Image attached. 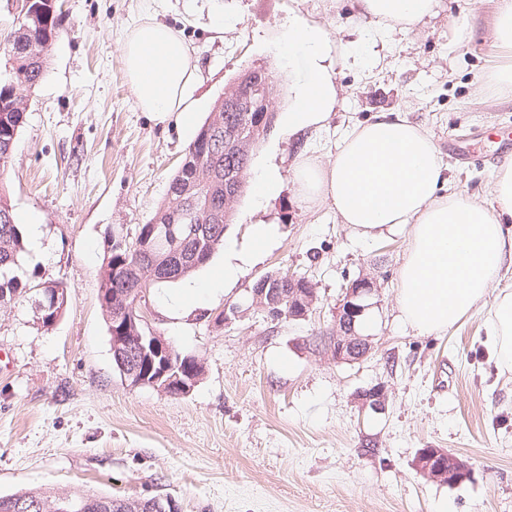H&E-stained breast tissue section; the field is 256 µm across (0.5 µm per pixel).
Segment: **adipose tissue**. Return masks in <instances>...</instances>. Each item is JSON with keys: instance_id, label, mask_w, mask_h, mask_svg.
<instances>
[{"instance_id": "1", "label": "adipose tissue", "mask_w": 512, "mask_h": 512, "mask_svg": "<svg viewBox=\"0 0 512 512\" xmlns=\"http://www.w3.org/2000/svg\"><path fill=\"white\" fill-rule=\"evenodd\" d=\"M361 16L379 33L411 31L433 16L438 0H359ZM280 53L302 55L305 72L295 84L281 125L288 135L323 128L338 104L336 63L319 25L289 21ZM125 75L137 106L159 121L190 125L201 82L198 58L171 27L148 16L122 45ZM447 164L430 133L400 112H381L345 131L336 157L323 164L315 152L293 161L297 196L307 207L332 204L341 223L362 242L403 234L408 247L399 267L400 319L420 336L444 333L468 313L487 310V343L501 371L512 372V289L501 287L512 269V158L499 165L493 203L462 191H444ZM278 227L251 226L252 246L224 248V267L208 282L171 302L191 312L202 295L233 287L245 266L278 241ZM497 295H490V288Z\"/></svg>"}]
</instances>
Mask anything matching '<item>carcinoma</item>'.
<instances>
[{"label": "carcinoma", "instance_id": "1", "mask_svg": "<svg viewBox=\"0 0 512 512\" xmlns=\"http://www.w3.org/2000/svg\"><path fill=\"white\" fill-rule=\"evenodd\" d=\"M60 30L53 0H35L27 15L4 37L7 57L5 76L0 77V113L8 122L0 124V167L15 157L21 130L27 122L29 99L48 67L52 45ZM267 70L247 68L224 88L172 176L163 201L122 249L104 256L98 296L107 331L118 315L123 316L125 335L143 333L134 319L152 293L162 284L185 279L206 265L223 245L233 223L239 200L246 190L249 167L255 150L265 139L270 123L276 122L280 88ZM24 225L3 188L0 187V309L11 308L29 294L34 309L53 307L59 294L67 293L60 281H44L42 287L28 281L22 272L26 252ZM319 299L316 288L304 276L286 272L267 274L252 288L250 307L266 320H294L310 311L309 303ZM361 357L370 351L359 339V323L339 320L336 335L328 337L324 350L338 353L341 346ZM119 374L139 368L147 374L133 352L113 354ZM176 370L182 375L201 377V361L174 351ZM467 463L453 453L440 457L424 476L454 485L469 476ZM78 506L83 500L101 501L102 512H177L166 497L122 498L68 493ZM62 496L54 492L21 491L0 496V512H58L54 504Z\"/></svg>", "mask_w": 512, "mask_h": 512}]
</instances>
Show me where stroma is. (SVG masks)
Returning a JSON list of instances; mask_svg holds the SVG:
<instances>
[{
	"instance_id": "obj_1",
	"label": "stroma",
	"mask_w": 512,
	"mask_h": 512,
	"mask_svg": "<svg viewBox=\"0 0 512 512\" xmlns=\"http://www.w3.org/2000/svg\"><path fill=\"white\" fill-rule=\"evenodd\" d=\"M61 35L30 101L14 160L0 169L21 221L36 218L51 253L39 268L63 282L68 303L43 326L21 298L0 312V495L50 489L92 496H168L179 512H512V374H499L485 343L486 311L440 335L418 336L398 320L405 237L354 240L334 209L296 197L292 163L302 139L274 126L253 161H272L277 196L254 209L244 193L227 240L246 244L252 224L281 237L234 287L174 317L182 283L155 289L146 320L204 374L185 396L125 383L113 361L98 302L105 229L133 235L164 198L194 130L141 111L125 80L122 43L144 16L179 32L202 82L198 120L225 85L250 67L283 88L304 60L276 49L289 20L319 24L337 56L338 106L311 133L324 162L340 132L379 112L404 113L428 130L454 188L491 203L498 165L512 156L489 134L512 127V92L488 73L512 66L493 35L496 0H440L414 30L369 40L357 0H56ZM230 14L220 27L216 12ZM466 37H459V30ZM362 46L359 57L343 49ZM282 270L308 278L320 301L306 320H262L251 290ZM368 277L371 354L355 362L301 348L336 328L338 298ZM229 323L215 318L230 306ZM383 386L382 408L361 394ZM466 460L468 480L448 486L415 467L419 449Z\"/></svg>"
}]
</instances>
